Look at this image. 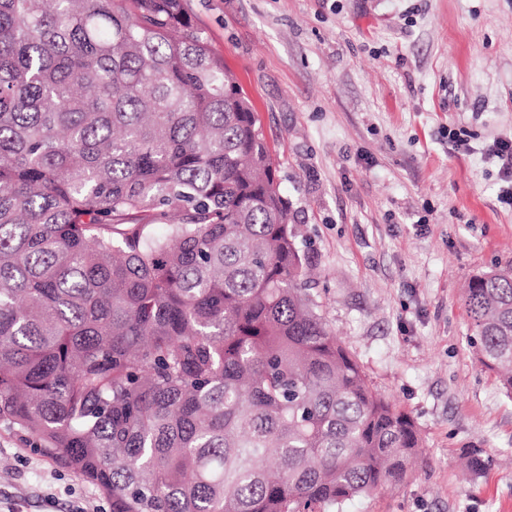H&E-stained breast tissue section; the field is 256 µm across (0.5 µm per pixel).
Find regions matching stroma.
<instances>
[{"label": "stroma", "mask_w": 512, "mask_h": 512, "mask_svg": "<svg viewBox=\"0 0 512 512\" xmlns=\"http://www.w3.org/2000/svg\"><path fill=\"white\" fill-rule=\"evenodd\" d=\"M186 4L279 162L320 314L422 439L401 484L335 512H512V397L463 304L470 277L512 268V208L481 154L512 137V0ZM471 448L490 458L475 477ZM0 512L112 507L2 420Z\"/></svg>", "instance_id": "stroma-1"}]
</instances>
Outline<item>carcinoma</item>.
I'll list each match as a JSON object with an SVG mask.
<instances>
[{
	"label": "carcinoma",
	"mask_w": 512,
	"mask_h": 512,
	"mask_svg": "<svg viewBox=\"0 0 512 512\" xmlns=\"http://www.w3.org/2000/svg\"><path fill=\"white\" fill-rule=\"evenodd\" d=\"M276 172L184 0H0V419L112 512H327L421 453L307 293ZM463 302L512 396V271Z\"/></svg>",
	"instance_id": "carcinoma-1"
}]
</instances>
